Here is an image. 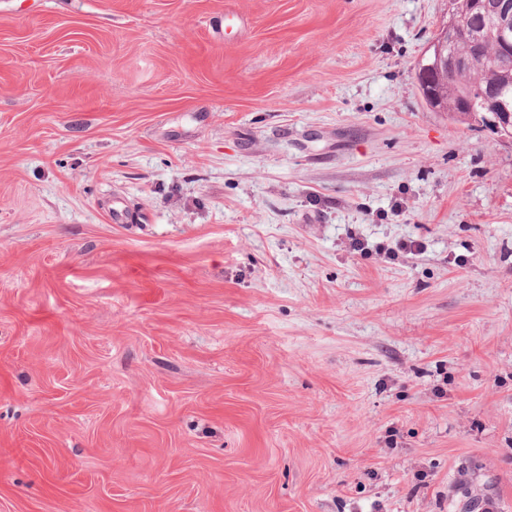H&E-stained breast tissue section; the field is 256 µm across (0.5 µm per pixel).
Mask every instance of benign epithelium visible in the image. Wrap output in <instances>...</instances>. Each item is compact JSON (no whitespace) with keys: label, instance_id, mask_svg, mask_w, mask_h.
I'll list each match as a JSON object with an SVG mask.
<instances>
[{"label":"benign epithelium","instance_id":"1","mask_svg":"<svg viewBox=\"0 0 512 512\" xmlns=\"http://www.w3.org/2000/svg\"><path fill=\"white\" fill-rule=\"evenodd\" d=\"M469 9L481 21L480 30L472 32L468 48L448 58L445 51L448 42L456 39L457 24L455 13H450L448 20L431 43L435 48V66L441 73L453 72L461 76L467 74L476 65L483 43L482 31L490 30L505 57L512 56V0H469ZM482 107L490 115L487 122L502 135L512 140V110L503 108L499 103V92L495 88H486L482 94Z\"/></svg>","mask_w":512,"mask_h":512}]
</instances>
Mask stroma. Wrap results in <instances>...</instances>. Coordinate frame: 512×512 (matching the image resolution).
Instances as JSON below:
<instances>
[{"label": "stroma", "instance_id": "obj_1", "mask_svg": "<svg viewBox=\"0 0 512 512\" xmlns=\"http://www.w3.org/2000/svg\"><path fill=\"white\" fill-rule=\"evenodd\" d=\"M451 9L0 0V512H512V141L422 97Z\"/></svg>", "mask_w": 512, "mask_h": 512}]
</instances>
